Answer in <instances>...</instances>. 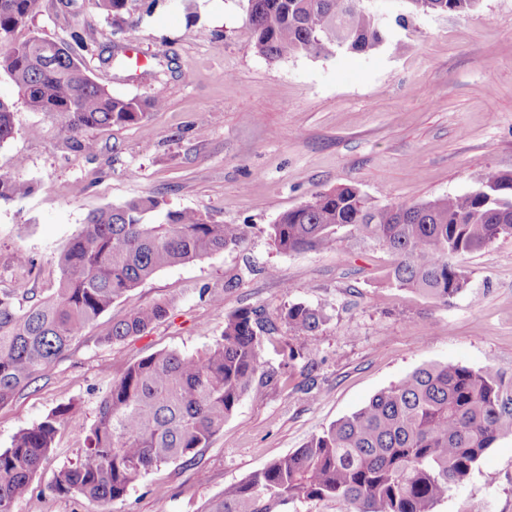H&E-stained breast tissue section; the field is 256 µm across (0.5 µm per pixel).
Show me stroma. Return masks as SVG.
I'll return each instance as SVG.
<instances>
[{"label": "stroma", "mask_w": 512, "mask_h": 512, "mask_svg": "<svg viewBox=\"0 0 512 512\" xmlns=\"http://www.w3.org/2000/svg\"><path fill=\"white\" fill-rule=\"evenodd\" d=\"M151 14L114 31L90 0H40L33 34L56 41L80 31L82 56L112 93L160 100L146 126L91 129L70 141L48 112L25 106L0 75V99L16 132L0 143V171L33 183L0 205V289L46 298L58 286V253L86 216L145 194L171 210L237 224L244 241L157 273L117 299L70 349L0 407V449L57 407L73 404L32 495L15 512H97L51 492L110 387L150 354L196 352L225 320L256 309L266 370L223 432L180 461L150 471L112 512H202L205 504L366 404L418 368L452 362L495 370L512 397V238L462 262L469 280L448 303L390 283L396 258L344 228L335 248L283 253L269 238L279 215L317 192L356 186L375 205L414 204L473 191L488 173L512 175V0H480L463 16L389 13L388 39L369 56L297 55L269 63L253 47L247 0H141ZM119 46L134 60L118 71L97 53ZM26 252L33 270L17 267ZM221 302H213V293ZM171 303L169 317L139 336L107 343L133 307ZM303 303L325 320L298 346L281 314ZM435 512H512V435L500 437L469 480Z\"/></svg>", "instance_id": "stroma-1"}]
</instances>
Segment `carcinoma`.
Returning <instances> with one entry per match:
<instances>
[{
  "instance_id": "1",
  "label": "carcinoma",
  "mask_w": 512,
  "mask_h": 512,
  "mask_svg": "<svg viewBox=\"0 0 512 512\" xmlns=\"http://www.w3.org/2000/svg\"><path fill=\"white\" fill-rule=\"evenodd\" d=\"M39 0H0V72L33 112H50L69 139L98 127L145 126L157 100L116 96L90 74L74 44L33 35L14 40ZM118 31L134 0H92ZM413 14L464 15L479 0H403ZM247 21L257 54L271 63L295 55L369 56L387 40L383 18L368 0H248ZM15 134L13 111L0 100V143ZM33 190L14 172H0V204ZM351 227L383 243L396 257L391 280L443 303L468 285L460 260L501 237H512V175L488 174L476 190L411 205L377 207L350 185L319 192L282 213L270 238L283 253L336 247ZM241 228L212 224L201 213L171 210L148 194L90 213L59 254L58 286L46 299L16 303L21 291H0V406L12 402L55 363L72 342L128 291L158 272L239 246ZM169 315L155 302L112 324L108 342L139 336ZM304 336L291 360L310 346L322 312L295 303L284 313ZM257 311L227 318L219 340L195 354L163 351L128 366L101 399L85 435L83 459L61 467L51 490L77 495L104 512L152 469L192 460L224 430V422L264 371ZM57 408L21 430L0 450V512H14L48 459L63 419ZM512 434V402L498 375L458 364L421 367L376 394L360 410L244 480L224 487L207 512H282L294 502L334 498L352 512H434L465 484L503 435Z\"/></svg>"
}]
</instances>
